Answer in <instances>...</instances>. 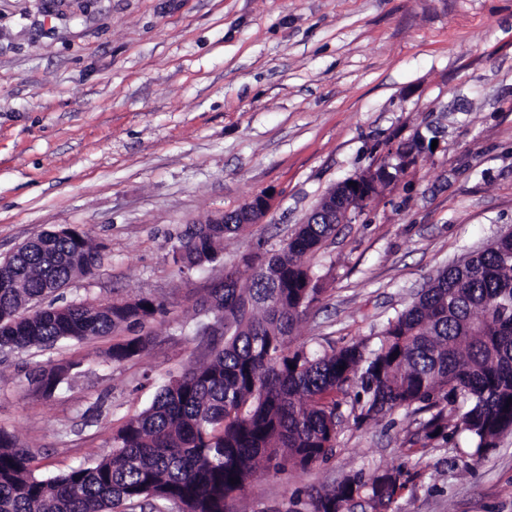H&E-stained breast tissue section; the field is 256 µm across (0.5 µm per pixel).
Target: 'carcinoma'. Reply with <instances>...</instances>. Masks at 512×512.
<instances>
[{
    "label": "carcinoma",
    "mask_w": 512,
    "mask_h": 512,
    "mask_svg": "<svg viewBox=\"0 0 512 512\" xmlns=\"http://www.w3.org/2000/svg\"><path fill=\"white\" fill-rule=\"evenodd\" d=\"M248 224H190L173 250L187 268L213 263L224 238ZM334 224H302L288 244L261 259L247 286L224 272L201 306L224 325L211 358L163 385L153 403L112 435V453L49 478L33 457L0 431V512H226L261 476L305 469L333 454L336 410L346 387L366 396L361 415L414 405L432 411L425 437L445 427L469 433L473 455L497 447L512 431V238L496 237L430 278L411 304L387 320L377 348L362 342L312 353L293 344L297 321L322 288L308 258ZM103 246L77 227L62 226L4 259L0 350L92 340L163 311L149 299L118 305L33 308L53 289L98 267ZM148 336L112 345L108 359L143 353ZM235 482H230V479ZM399 474L345 476L313 500L314 512H338L367 493L372 512H386Z\"/></svg>",
    "instance_id": "cac0c4a2"
}]
</instances>
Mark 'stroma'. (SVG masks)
Returning <instances> with one entry per match:
<instances>
[{"label":"stroma","instance_id":"obj_1","mask_svg":"<svg viewBox=\"0 0 512 512\" xmlns=\"http://www.w3.org/2000/svg\"><path fill=\"white\" fill-rule=\"evenodd\" d=\"M435 140L311 261L323 293L294 331L314 350L379 343L430 276L512 227V0H0V259L66 225L103 245L56 304L150 299L141 328L0 357V429L49 477L111 454L112 432L207 356L202 296L279 249L338 183L415 134ZM260 194L259 224L180 271L189 224ZM64 382L45 393L44 369ZM335 450L256 479L232 512H310L346 475L394 469L390 512H512V433L484 458L425 413L357 421ZM149 341L148 335L129 337L112 345L108 352V359L112 362H121L143 353Z\"/></svg>","mask_w":512,"mask_h":512}]
</instances>
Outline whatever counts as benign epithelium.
<instances>
[{"mask_svg":"<svg viewBox=\"0 0 512 512\" xmlns=\"http://www.w3.org/2000/svg\"><path fill=\"white\" fill-rule=\"evenodd\" d=\"M430 148L425 137L418 133L411 145L400 150L389 149L366 170L334 184L324 195L312 214L325 216L327 223H345L350 216L362 214L374 199L378 189L396 181L414 165L418 155ZM270 207L264 195L254 197L238 209L243 224H257Z\"/></svg>","mask_w":512,"mask_h":512,"instance_id":"7a95c632","label":"benign epithelium"}]
</instances>
